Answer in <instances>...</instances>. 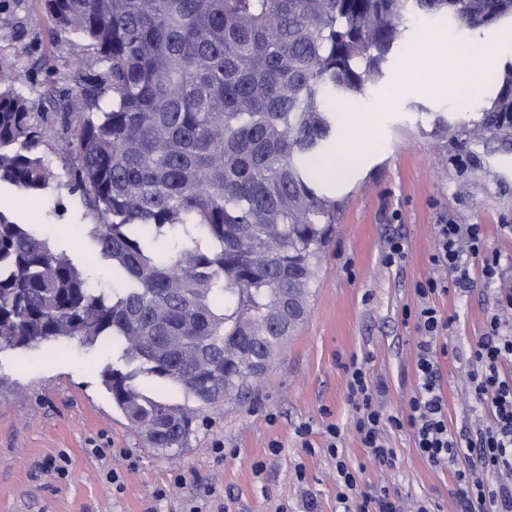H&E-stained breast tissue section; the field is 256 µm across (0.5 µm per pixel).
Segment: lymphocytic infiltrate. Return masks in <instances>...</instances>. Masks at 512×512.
<instances>
[{
    "instance_id": "obj_1",
    "label": "lymphocytic infiltrate",
    "mask_w": 512,
    "mask_h": 512,
    "mask_svg": "<svg viewBox=\"0 0 512 512\" xmlns=\"http://www.w3.org/2000/svg\"><path fill=\"white\" fill-rule=\"evenodd\" d=\"M484 229L479 224H441L431 262L438 273L420 283L417 293L422 300L414 318L421 333L415 362L417 389L408 402L407 412L387 413L381 399L384 391L370 380L360 367L353 368L347 385V401L356 412L355 431L372 459L388 463L393 449L383 439L384 426L411 429L419 456L429 465L448 469L454 497L462 512L492 504L496 512H512V375L502 372L512 361V326L504 325L500 313L512 310V292L501 295L498 312L492 313L483 336L466 357L471 390L489 422L476 434H453L445 414L446 400L439 383V363L434 345L451 324L431 305L432 296L449 287L466 288L471 283L470 267L481 262L486 283L503 275L498 257L484 254ZM328 451L336 461L337 499L343 512H402L386 491L368 493L360 490L357 471L340 449L341 430L327 428Z\"/></svg>"
}]
</instances>
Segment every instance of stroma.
I'll use <instances>...</instances> for the list:
<instances>
[{
    "label": "stroma",
    "instance_id": "1",
    "mask_svg": "<svg viewBox=\"0 0 512 512\" xmlns=\"http://www.w3.org/2000/svg\"><path fill=\"white\" fill-rule=\"evenodd\" d=\"M406 37L384 77L365 95L344 100V113L375 112L379 119L366 154L336 189V234L317 269L304 324L248 398L200 418L185 447H149L112 406L101 370L118 350L77 341L0 353V512H342L336 461L327 449L329 425H339L347 458L359 466L362 490L386 489L402 506L430 498L443 512H460L448 490L447 470L419 456L411 431L386 428L392 461L370 459L353 427L346 401L354 365L387 386L388 413L404 411L417 386L419 332L405 309H416L419 282L435 275L431 263L437 225H482L486 254L500 257L503 276L486 285L480 267L473 284L433 296L452 320L449 347L469 351L482 336L497 293L512 290V143H474L437 135L435 122L479 119L484 97L441 87L430 67L435 50L422 49L426 31L491 56V69L512 57L495 47L499 28L484 38L458 32L447 21L408 17ZM0 62L12 65L16 86L35 114L54 115L43 77L54 73L56 96L71 93L73 64L96 75L87 42L57 33L42 0H0ZM0 203L24 224L44 225L58 247L92 274L104 267L90 240L73 242L69 229L96 215L80 194L60 186L28 198L0 186ZM401 238L405 257L383 261L389 238ZM441 387L452 432L471 431L484 418L466 363L442 358ZM307 427L300 436L299 427ZM279 453H271V442ZM223 453H214L216 444ZM109 449L101 458L97 449ZM66 456L67 478L45 471L47 459ZM118 484L107 481L109 471ZM166 497L156 498L158 489Z\"/></svg>",
    "mask_w": 512,
    "mask_h": 512
}]
</instances>
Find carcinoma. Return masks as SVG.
Segmentation results:
<instances>
[{"label":"carcinoma","mask_w":512,"mask_h":512,"mask_svg":"<svg viewBox=\"0 0 512 512\" xmlns=\"http://www.w3.org/2000/svg\"><path fill=\"white\" fill-rule=\"evenodd\" d=\"M89 42L103 77L54 119L29 112L0 63V183L60 184L41 148L63 143L80 231L112 266L94 279L0 206V352L64 339L117 346L101 376L153 448H181L201 413L239 400L304 322L335 230L319 172L341 133L333 96L380 81L405 17L461 29L512 22V0H42ZM479 120L441 135L512 140V62ZM187 403L148 396L139 378Z\"/></svg>","instance_id":"1"}]
</instances>
